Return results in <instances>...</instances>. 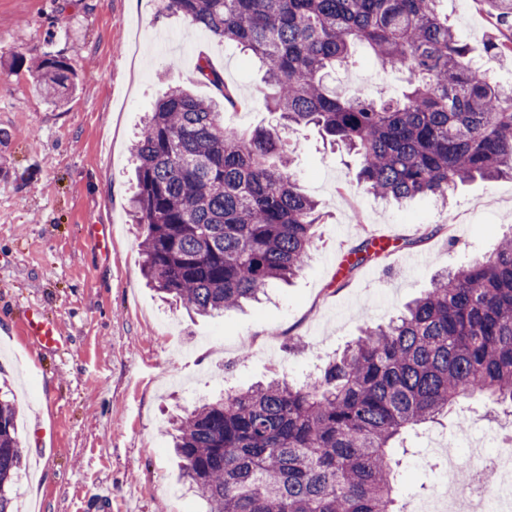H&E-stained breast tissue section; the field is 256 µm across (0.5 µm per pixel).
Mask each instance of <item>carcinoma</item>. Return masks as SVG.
I'll list each match as a JSON object with an SVG mask.
<instances>
[{
	"mask_svg": "<svg viewBox=\"0 0 512 512\" xmlns=\"http://www.w3.org/2000/svg\"><path fill=\"white\" fill-rule=\"evenodd\" d=\"M442 0H167L206 35L265 72L275 126L240 134L223 109L244 107L205 62L219 99L168 88L132 153L131 210L143 273L167 300L214 316L256 300L305 267L322 221L304 194L279 126L318 127L357 159L355 180L396 204L445 201L475 178H512V84L471 55ZM497 36L486 58H512V0H492ZM367 51L408 74L393 96L341 97L330 71ZM41 89L74 88L65 58L34 64ZM480 394L512 410V235L440 276L395 319L367 328L312 385L273 379L209 400L173 420L183 476L208 512H400L397 448ZM17 412L0 401V512H12L20 467Z\"/></svg>",
	"mask_w": 512,
	"mask_h": 512,
	"instance_id": "carcinoma-1",
	"label": "carcinoma"
}]
</instances>
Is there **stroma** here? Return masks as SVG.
Wrapping results in <instances>:
<instances>
[{"label":"stroma","instance_id":"1","mask_svg":"<svg viewBox=\"0 0 512 512\" xmlns=\"http://www.w3.org/2000/svg\"><path fill=\"white\" fill-rule=\"evenodd\" d=\"M164 0H0V399L18 411L22 466L14 512H88L100 485L112 512H205L167 436L170 416L228 390L284 377L318 380L370 323H384L431 288L438 273L487 254L512 230V179L461 186L447 204L430 197L388 206L353 180V162L319 130L288 133L301 189L319 202L313 255L288 286L221 317L188 315L145 287L140 231L129 222L130 144L163 89L203 99L212 87L200 59L223 72L248 107L224 113L247 130L263 119L262 72L238 50L164 11ZM448 22L473 51L495 32L480 0H443ZM65 57L76 89L56 104L37 74L14 65L44 52ZM342 94L401 90L402 73L368 54L337 74ZM94 224L112 227L98 247ZM390 251L352 272L339 252L369 235ZM36 306L60 325V348L30 347L15 329ZM512 414L482 397L460 401L438 423L408 430L401 503L423 496L448 446L498 447Z\"/></svg>","mask_w":512,"mask_h":512}]
</instances>
